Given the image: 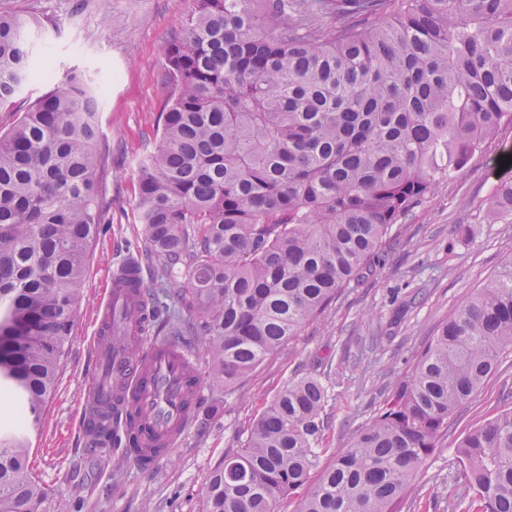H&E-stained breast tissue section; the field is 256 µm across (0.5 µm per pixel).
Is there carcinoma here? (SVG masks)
<instances>
[{"mask_svg": "<svg viewBox=\"0 0 512 512\" xmlns=\"http://www.w3.org/2000/svg\"><path fill=\"white\" fill-rule=\"evenodd\" d=\"M26 18L0 13V109L37 71ZM170 88L135 197L144 259L200 336L211 376L239 387L344 288L393 225L512 124V0H192L162 48ZM97 90L68 70L0 131V512H62L26 430L54 389L101 225ZM512 218V182L488 202ZM184 286L167 289L174 272ZM512 352V259L417 358L348 450L320 463L327 391L281 389L204 488L205 512H401L454 414ZM455 454L467 512H512V409Z\"/></svg>", "mask_w": 512, "mask_h": 512, "instance_id": "1", "label": "carcinoma"}]
</instances>
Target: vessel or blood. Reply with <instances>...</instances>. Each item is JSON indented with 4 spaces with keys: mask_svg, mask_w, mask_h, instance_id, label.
<instances>
[{
    "mask_svg": "<svg viewBox=\"0 0 512 512\" xmlns=\"http://www.w3.org/2000/svg\"><path fill=\"white\" fill-rule=\"evenodd\" d=\"M147 313L142 268L137 259H127L113 270L109 295L98 309L95 373L82 416L86 423L133 431L132 455L146 470L177 447L201 399L200 387L190 383L191 352L142 331ZM115 331L124 345L110 344Z\"/></svg>",
    "mask_w": 512,
    "mask_h": 512,
    "instance_id": "vessel-or-blood-1",
    "label": "vessel or blood"
}]
</instances>
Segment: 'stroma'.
Instances as JSON below:
<instances>
[{"label":"stroma","mask_w":512,"mask_h":512,"mask_svg":"<svg viewBox=\"0 0 512 512\" xmlns=\"http://www.w3.org/2000/svg\"><path fill=\"white\" fill-rule=\"evenodd\" d=\"M191 6V0H0V12L31 19L34 49L48 56L56 74L81 69L104 93L99 147L108 159L102 190L110 222L91 248L56 387L29 433L34 472L67 512H203L201 492L211 471L239 448L266 403L306 374L320 377L328 392L320 456L328 464L377 414L442 323L512 258V223H493L486 212L496 183L512 179V169L497 164L512 149V125H505L393 225L359 283L343 289L238 391L213 382L200 338L182 337L198 362L205 401L181 443L152 470L135 464L125 440L89 449L80 413L97 308L109 293L113 267L144 250L134 207L137 170L158 145L154 132L168 95L162 48ZM511 408L509 353L460 408L402 512H463L468 497L457 478L455 447L470 429Z\"/></svg>","instance_id":"35a3bbf8"}]
</instances>
